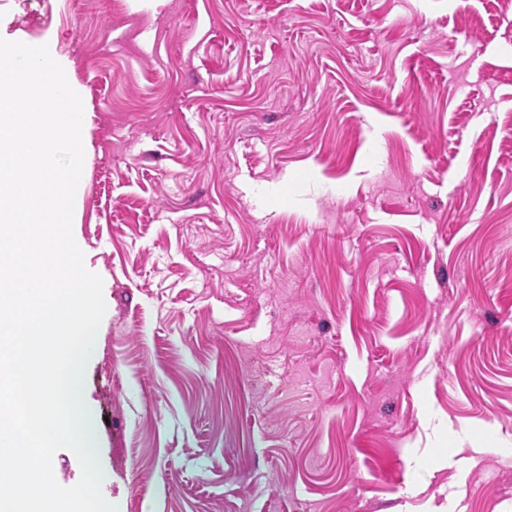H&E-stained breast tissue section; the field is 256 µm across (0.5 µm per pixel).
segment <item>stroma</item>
Wrapping results in <instances>:
<instances>
[{
  "mask_svg": "<svg viewBox=\"0 0 512 512\" xmlns=\"http://www.w3.org/2000/svg\"><path fill=\"white\" fill-rule=\"evenodd\" d=\"M88 102L116 512H512V6L0 0Z\"/></svg>",
  "mask_w": 512,
  "mask_h": 512,
  "instance_id": "1",
  "label": "stroma"
}]
</instances>
